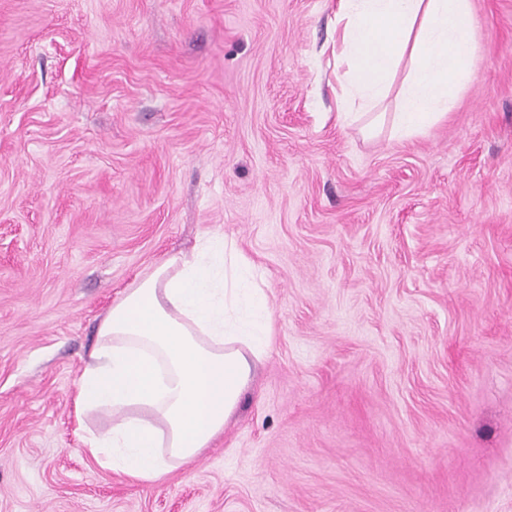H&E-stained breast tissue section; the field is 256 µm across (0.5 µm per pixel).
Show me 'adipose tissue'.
Here are the masks:
<instances>
[{"mask_svg":"<svg viewBox=\"0 0 512 512\" xmlns=\"http://www.w3.org/2000/svg\"><path fill=\"white\" fill-rule=\"evenodd\" d=\"M333 54L338 118L349 124L384 100L408 71L392 126L403 139L445 116L472 82L470 0H338ZM267 296L234 240L205 235L171 254L113 301L81 377L76 408L109 411L112 426L86 439L103 466L162 480L223 434L272 340Z\"/></svg>","mask_w":512,"mask_h":512,"instance_id":"obj_1","label":"adipose tissue"}]
</instances>
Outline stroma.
<instances>
[{
	"label": "stroma",
	"mask_w": 512,
	"mask_h": 512,
	"mask_svg": "<svg viewBox=\"0 0 512 512\" xmlns=\"http://www.w3.org/2000/svg\"><path fill=\"white\" fill-rule=\"evenodd\" d=\"M406 139L340 123L336 0H0V512H512V0ZM273 342L144 483L86 450L99 320L204 233Z\"/></svg>",
	"instance_id": "1"
}]
</instances>
